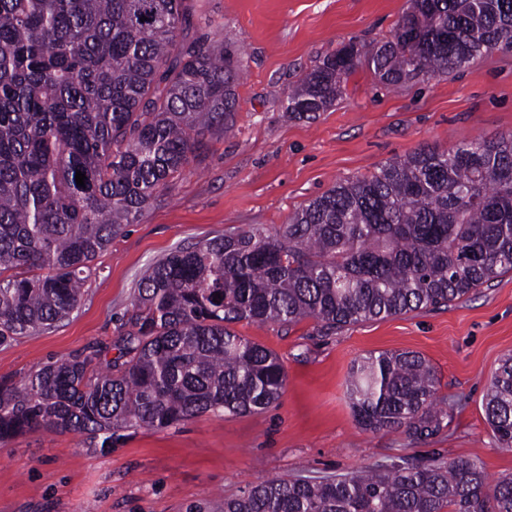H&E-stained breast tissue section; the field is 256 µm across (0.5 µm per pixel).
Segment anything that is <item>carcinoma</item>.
I'll return each mask as SVG.
<instances>
[{
  "label": "carcinoma",
  "mask_w": 512,
  "mask_h": 512,
  "mask_svg": "<svg viewBox=\"0 0 512 512\" xmlns=\"http://www.w3.org/2000/svg\"><path fill=\"white\" fill-rule=\"evenodd\" d=\"M194 18L193 0H0V345L67 319L112 238L234 126L239 61L222 39L186 38ZM495 51H512V0H410L390 37L325 57L286 109L316 119L364 65L396 86ZM508 272L512 133L420 147L337 182L273 235L250 225L149 265L106 368L77 355L0 382V443L71 431L109 448L119 431L266 410L286 370L234 325L336 330L446 307ZM347 398L361 429L411 443L448 417L434 368L413 351L355 362ZM484 410L512 451V353ZM224 512H512V475L491 482L476 460L408 458L267 478Z\"/></svg>",
  "instance_id": "carcinoma-1"
}]
</instances>
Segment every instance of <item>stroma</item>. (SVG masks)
<instances>
[{
    "label": "stroma",
    "instance_id": "obj_1",
    "mask_svg": "<svg viewBox=\"0 0 512 512\" xmlns=\"http://www.w3.org/2000/svg\"><path fill=\"white\" fill-rule=\"evenodd\" d=\"M193 35L216 33L241 61L240 109L226 136L113 238L70 317L0 345V381L17 382L74 354L118 356L143 271L177 246L258 224L278 230L336 181L371 174L419 146L451 149L512 132V53L459 73L384 87L365 68L313 121L285 110L289 88L349 41L390 35L409 0H198ZM287 372L280 401L241 416L206 413L164 429L120 432L100 448L86 435L42 430L0 445V512H220L225 497L269 477H333L406 458L473 459L490 478L512 474L497 448L484 396L512 352V273L440 309L324 331L241 322ZM421 353L448 417L432 438L354 422L346 381L354 360Z\"/></svg>",
    "mask_w": 512,
    "mask_h": 512
}]
</instances>
